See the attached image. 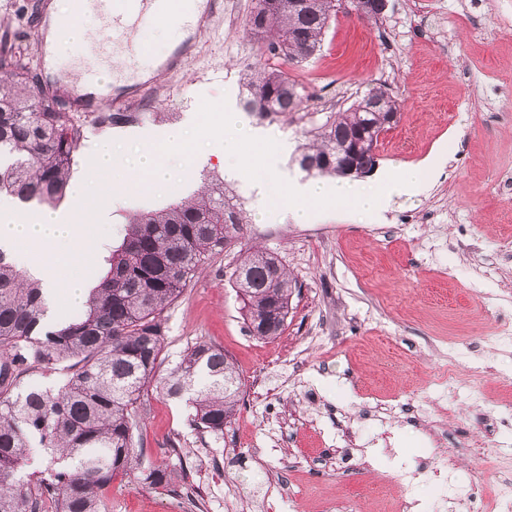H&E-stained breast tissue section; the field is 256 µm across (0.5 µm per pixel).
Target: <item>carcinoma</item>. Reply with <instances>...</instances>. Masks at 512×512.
<instances>
[{"label":"carcinoma","instance_id":"cac0c4a2","mask_svg":"<svg viewBox=\"0 0 512 512\" xmlns=\"http://www.w3.org/2000/svg\"><path fill=\"white\" fill-rule=\"evenodd\" d=\"M263 25H248L269 56L241 73L242 109L260 120L298 110L303 96L286 67L312 58L338 13V0H256ZM399 104L373 87L346 109L306 131L294 161L306 173L341 176L340 156L356 133L381 123L370 102ZM81 128L61 98H44L21 54L0 50V197L18 204H59L76 165ZM377 146L363 143L360 167H374ZM243 209L226 202L224 181L160 209L133 215L107 247L82 313L51 319L39 283L0 247V512H105L104 489L144 462L137 404L150 386L169 398L188 396L190 425L222 434L238 402L241 380L224 349L201 341L166 377L163 317L195 274L243 230ZM247 328L259 339L285 329L292 280L277 255L248 248L231 274ZM66 365L57 388L20 385L29 371ZM152 486L169 483L160 466L141 470Z\"/></svg>","mask_w":512,"mask_h":512}]
</instances>
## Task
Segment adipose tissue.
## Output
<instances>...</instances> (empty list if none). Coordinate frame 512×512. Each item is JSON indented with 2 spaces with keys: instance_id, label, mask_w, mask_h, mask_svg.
<instances>
[{
  "instance_id": "1",
  "label": "adipose tissue",
  "mask_w": 512,
  "mask_h": 512,
  "mask_svg": "<svg viewBox=\"0 0 512 512\" xmlns=\"http://www.w3.org/2000/svg\"><path fill=\"white\" fill-rule=\"evenodd\" d=\"M91 199L88 183L74 193L76 210L43 208L19 218L11 202L0 203V247L10 250L30 279L39 281L48 306L85 302L89 284L80 266L98 262L101 246L86 235L81 213Z\"/></svg>"
}]
</instances>
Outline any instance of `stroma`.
Returning a JSON list of instances; mask_svg holds the SVG:
<instances>
[{
    "mask_svg": "<svg viewBox=\"0 0 512 512\" xmlns=\"http://www.w3.org/2000/svg\"><path fill=\"white\" fill-rule=\"evenodd\" d=\"M223 2L196 52L177 70L154 72L142 92L133 82L143 66L125 46L104 63L84 43L46 57L34 20L48 0H0V41L22 52L39 81L76 105L78 77L97 65L100 112L138 115L85 127L74 182L102 139H124L128 154L138 137L161 140L201 100L238 105L240 73L263 50L245 30L255 0ZM288 73L308 98L264 124L289 143L276 169L300 175L292 153L303 131L382 84L400 108L379 139L377 169L436 152L443 171L428 175L420 195L392 193L383 218L335 207L304 223L287 206L262 204L242 173L225 176L247 217L243 243L276 252L296 283L286 328L272 340L251 336L229 283L237 249L211 258L164 314L158 374L196 342L221 347L242 382L236 413L222 435L200 433L184 402L149 390L138 409L145 455L171 481L148 487L139 471L116 476L106 512H326L336 501L383 512L387 497L400 495L453 512L430 475L390 486L385 474L451 452L460 481L476 472L493 486L503 477L469 445L488 416L512 414V343L498 340L501 321H512V0H388L376 21L345 8L320 51ZM204 150L207 164L173 158L170 183L145 195L114 190L111 173H99L98 207L112 221L92 232L114 239L129 213L177 201L223 173L212 145ZM459 343L495 366L478 388L445 381ZM184 464L200 492L194 502Z\"/></svg>",
    "mask_w": 512,
    "mask_h": 512,
    "instance_id": "1",
    "label": "stroma"
}]
</instances>
